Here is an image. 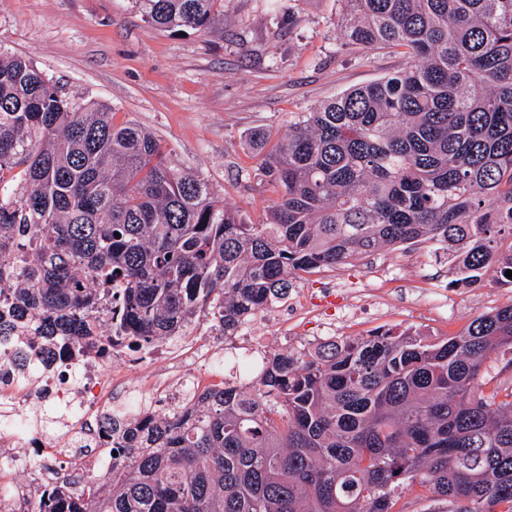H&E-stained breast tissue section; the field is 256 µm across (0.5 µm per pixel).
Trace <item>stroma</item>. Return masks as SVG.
Listing matches in <instances>:
<instances>
[{"label":"stroma","instance_id":"obj_1","mask_svg":"<svg viewBox=\"0 0 512 512\" xmlns=\"http://www.w3.org/2000/svg\"><path fill=\"white\" fill-rule=\"evenodd\" d=\"M338 0H221L204 32L147 23L134 0H0V47L29 58L68 98L110 107L115 121L153 132L170 164L201 173L250 224L265 223L274 194L250 148L257 128L286 136L296 115L346 89L403 72L401 48H365L337 25ZM435 243L383 248L333 271L294 281L304 309L275 301L265 327L273 354L324 341L330 324L347 337L395 325L434 338L512 304V288L486 281L453 288ZM357 318L340 324L342 309ZM170 341V360L212 359L222 383L250 338L212 329Z\"/></svg>","mask_w":512,"mask_h":512}]
</instances>
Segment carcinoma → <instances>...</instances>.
Here are the masks:
<instances>
[{"label": "carcinoma", "instance_id": "1", "mask_svg": "<svg viewBox=\"0 0 512 512\" xmlns=\"http://www.w3.org/2000/svg\"><path fill=\"white\" fill-rule=\"evenodd\" d=\"M366 47L409 69L257 130L278 189L246 224L160 139L77 103L0 48V312L75 348L164 342L210 314L233 335L292 280L406 243L443 245L454 287L512 286V0H338ZM218 0H135L167 31L209 27ZM122 285L119 334L99 293ZM512 305L432 339L377 329L277 353L249 386L206 388L170 416L107 414L102 481L56 478L25 512H512Z\"/></svg>", "mask_w": 512, "mask_h": 512}]
</instances>
